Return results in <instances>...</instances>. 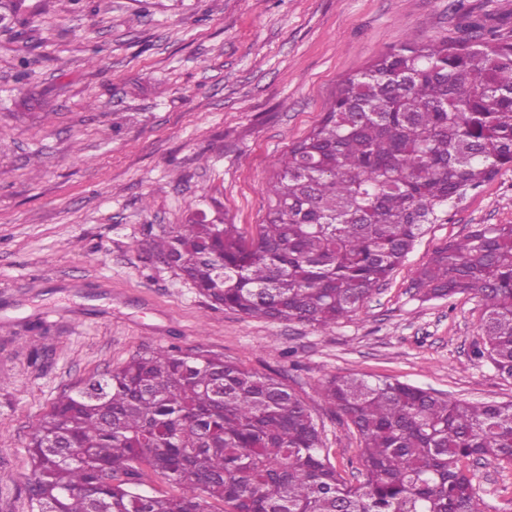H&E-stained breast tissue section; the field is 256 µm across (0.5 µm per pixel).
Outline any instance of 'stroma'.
<instances>
[{
    "label": "stroma",
    "instance_id": "obj_1",
    "mask_svg": "<svg viewBox=\"0 0 512 512\" xmlns=\"http://www.w3.org/2000/svg\"><path fill=\"white\" fill-rule=\"evenodd\" d=\"M27 2L16 33L0 32V512H31L32 424L147 351L201 349L278 375L351 481L359 438L321 400L326 378L512 402V379L472 356L477 298L424 302L410 287L442 241L512 224V169L428 225L364 307L326 328L213 308L150 250L215 206L252 237L278 158L345 77L406 37H464L485 13L512 41V0ZM29 92L46 110L19 107ZM474 471L485 500L512 512V470Z\"/></svg>",
    "mask_w": 512,
    "mask_h": 512
}]
</instances>
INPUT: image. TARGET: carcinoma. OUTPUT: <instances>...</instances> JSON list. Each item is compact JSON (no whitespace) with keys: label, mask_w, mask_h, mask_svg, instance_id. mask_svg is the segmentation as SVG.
I'll return each instance as SVG.
<instances>
[{"label":"carcinoma","mask_w":512,"mask_h":512,"mask_svg":"<svg viewBox=\"0 0 512 512\" xmlns=\"http://www.w3.org/2000/svg\"><path fill=\"white\" fill-rule=\"evenodd\" d=\"M512 168V42L482 19L450 43L409 38L342 82L283 154L245 238L190 215L153 252L215 305L328 327L355 314L428 224ZM411 288L473 293L474 355L512 379V224L437 245ZM323 402L360 440L362 479L331 462L287 385L207 351L157 350L63 395L31 426V512H497L468 462L512 467V402H466L390 379L331 377ZM178 488H146L144 468Z\"/></svg>","instance_id":"cac0c4a2"}]
</instances>
